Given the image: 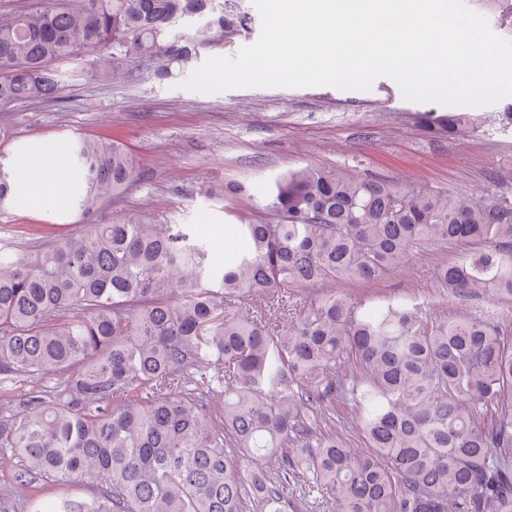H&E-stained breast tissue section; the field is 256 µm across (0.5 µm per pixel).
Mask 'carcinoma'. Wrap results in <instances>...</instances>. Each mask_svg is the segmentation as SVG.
Wrapping results in <instances>:
<instances>
[{
    "mask_svg": "<svg viewBox=\"0 0 512 512\" xmlns=\"http://www.w3.org/2000/svg\"><path fill=\"white\" fill-rule=\"evenodd\" d=\"M244 25L217 0L0 15V105L56 97L52 65L88 52L114 80L121 59L156 55L164 79ZM75 160L87 228L0 256V374L31 382L0 417V464L27 512H285L295 484L336 512H512V324L477 305L512 302V207L307 166L274 182L276 220L239 225L249 250L216 271L181 224L96 222L138 178L121 142L81 139ZM18 195L0 163V205ZM423 245L457 249L436 272L452 313L385 297L361 314L334 289L289 312L309 287L377 284ZM240 296L264 306L240 315ZM338 398L362 451L327 425Z\"/></svg>",
    "mask_w": 512,
    "mask_h": 512,
    "instance_id": "1",
    "label": "carcinoma"
}]
</instances>
